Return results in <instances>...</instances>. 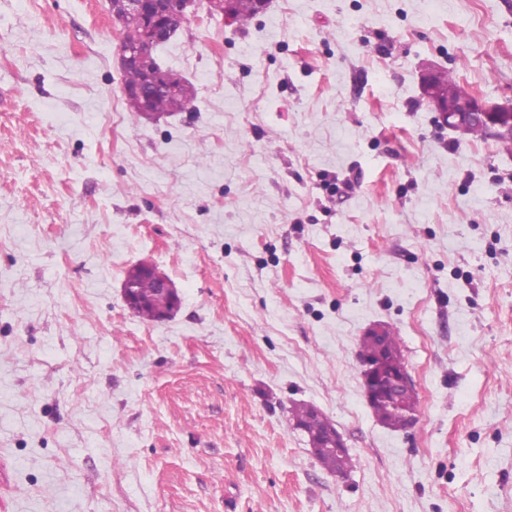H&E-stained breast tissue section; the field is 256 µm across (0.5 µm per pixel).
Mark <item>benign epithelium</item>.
Wrapping results in <instances>:
<instances>
[{
	"label": "benign epithelium",
	"mask_w": 512,
	"mask_h": 512,
	"mask_svg": "<svg viewBox=\"0 0 512 512\" xmlns=\"http://www.w3.org/2000/svg\"><path fill=\"white\" fill-rule=\"evenodd\" d=\"M112 19L120 24L133 22L140 28V42L129 46L118 44V55L122 71L131 68L152 70L155 63L152 49L169 41L176 32L203 13L208 17L220 16L226 21L233 18L232 0H110ZM441 70L427 68L421 74V89L427 105L437 113L443 128L466 133L472 125L483 128L484 135L500 143L512 153V104L475 96L466 89L461 92L470 98L466 112L458 110L455 100L437 82ZM186 88L184 77L172 70H166L155 79L140 86H121V92L128 109L144 116H150V100L160 94H176ZM166 294L177 293L174 282L158 267L151 263L142 264ZM362 379L367 400L388 393L394 399L415 391L413 379L407 367L390 366L385 352L371 359H360Z\"/></svg>",
	"instance_id": "obj_1"
}]
</instances>
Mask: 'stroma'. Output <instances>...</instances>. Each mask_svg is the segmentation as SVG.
Listing matches in <instances>:
<instances>
[{
    "label": "stroma",
    "mask_w": 512,
    "mask_h": 512,
    "mask_svg": "<svg viewBox=\"0 0 512 512\" xmlns=\"http://www.w3.org/2000/svg\"><path fill=\"white\" fill-rule=\"evenodd\" d=\"M108 0H0V512H512V154L428 63L512 100V0H273L157 53L126 109ZM178 288L165 322L129 268ZM400 338L414 428L369 406ZM343 437L326 471L290 407ZM442 70L427 68L421 74V89L427 105L433 112H437L438 122L443 128L465 134L473 124L483 128L484 135L500 143L503 148L512 153V104L493 99L475 96L463 86L459 89L470 98V107L467 112L460 109L467 107L466 101H457L448 95L436 78ZM442 86L448 88L457 84L455 78L448 71H443L438 79ZM478 127H473L467 134L483 136ZM142 267L156 279L165 294L175 295L177 293L174 282L158 267L151 263H143ZM144 270L136 264L127 271L125 280L130 281L134 285L135 295L133 293V286L124 281V299L127 307L138 317L149 322H156L163 313L176 306L179 298L163 295L157 288L154 278ZM176 310L177 306L172 314L164 315L160 321L170 318ZM382 328L390 363L397 368L390 366L384 350L376 357H373L379 350V343L371 336H363L360 341L359 356L365 358L373 357L371 359L359 357L365 396L369 404L373 397L382 393H389L392 398L398 400L401 395L405 396L408 391H415L413 379L408 372L404 354L399 344V337L389 328ZM402 365L404 366L399 367ZM391 397H378L370 405L376 418L383 425L393 430L407 428V422L404 417L409 421L408 428L414 426L418 421L419 410V399L416 393L407 395L404 402L405 407L410 411L404 409V417L391 400Z\"/></svg>",
    "instance_id": "obj_1"
}]
</instances>
